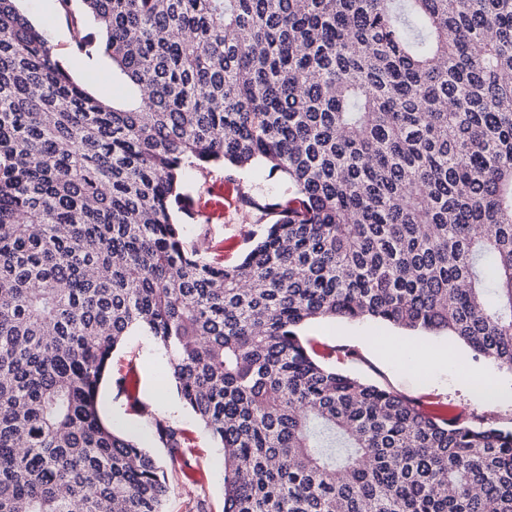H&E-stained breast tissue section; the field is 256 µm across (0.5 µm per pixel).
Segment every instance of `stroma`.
Instances as JSON below:
<instances>
[{"mask_svg": "<svg viewBox=\"0 0 512 512\" xmlns=\"http://www.w3.org/2000/svg\"><path fill=\"white\" fill-rule=\"evenodd\" d=\"M19 9L44 30L59 57L72 76L94 95L107 99H123L130 89L112 77V64L104 56L87 57L73 47L71 34L58 10V0H18ZM255 212L233 209L223 223L213 226L184 225L187 240L205 236L223 243L224 250L211 253L210 258L230 266L240 261L249 233L257 228ZM401 334L402 338L439 349L456 345L454 337L397 331L396 327L372 319L348 321L325 318L304 325L300 334L307 345L316 350L337 348L331 366L362 379L417 400L425 411L444 412L462 419L484 416L504 429H512V402L487 397L468 388L466 373H483L496 377L501 388H512V370L476 355L467 346H459L460 361L448 368H432L417 373L403 363L385 357L377 349L362 344L365 336ZM167 366V358L151 336L141 331L127 336L112 357V368L99 389V410L102 417L119 432L136 436L161 463L168 466V479L173 487L165 512H224L223 452L183 406L175 389L158 392L159 375ZM135 369L138 403L129 402L119 393L117 382L127 369ZM154 402L153 416L165 419L180 429L185 448L179 465L169 467L167 448L158 443L150 417L139 411L141 404Z\"/></svg>", "mask_w": 512, "mask_h": 512, "instance_id": "1", "label": "stroma"}]
</instances>
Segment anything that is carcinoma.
<instances>
[{
    "instance_id": "1",
    "label": "carcinoma",
    "mask_w": 512,
    "mask_h": 512,
    "mask_svg": "<svg viewBox=\"0 0 512 512\" xmlns=\"http://www.w3.org/2000/svg\"><path fill=\"white\" fill-rule=\"evenodd\" d=\"M135 89L96 98L0 0V512H165L100 416L125 336L224 449V512H512V429L326 365L322 318L442 332L512 370V0H58ZM288 198L232 266L185 178ZM176 462L182 432L152 417Z\"/></svg>"
}]
</instances>
